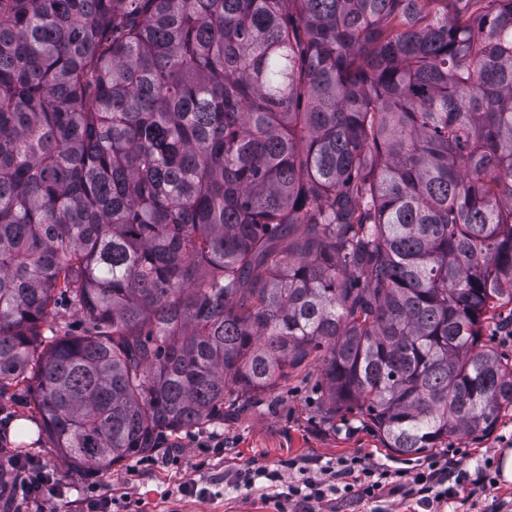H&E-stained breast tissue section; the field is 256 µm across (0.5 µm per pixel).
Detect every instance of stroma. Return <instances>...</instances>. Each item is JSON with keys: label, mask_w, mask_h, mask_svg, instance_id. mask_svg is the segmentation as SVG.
I'll list each match as a JSON object with an SVG mask.
<instances>
[{"label": "stroma", "mask_w": 512, "mask_h": 512, "mask_svg": "<svg viewBox=\"0 0 512 512\" xmlns=\"http://www.w3.org/2000/svg\"><path fill=\"white\" fill-rule=\"evenodd\" d=\"M44 432H35L21 449L46 463L67 488V499L43 502V512H86L85 499L96 492L117 502L138 501L139 512H273L272 495L317 478L328 486L322 502L294 499L291 512H512V483L499 478V453L512 448V411L496 429L466 442L445 440L442 447L401 456L384 448L369 419L359 411L329 415L323 400L322 360L310 357L288 380L262 393L244 408L225 407L224 417L206 429L172 435L149 454L132 457L108 470L79 467L49 455ZM388 470L392 481L415 474L435 461L448 464L449 478L465 473L467 498L425 508L399 494L382 502L361 499L349 486L335 488L333 473L341 459ZM276 471L281 481L259 479L255 486L235 485L237 471ZM494 487L477 484L479 475ZM194 483L207 491L199 499L183 494Z\"/></svg>", "instance_id": "35a3bbf8"}]
</instances>
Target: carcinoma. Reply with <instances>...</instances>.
<instances>
[{"label": "carcinoma", "mask_w": 512, "mask_h": 512, "mask_svg": "<svg viewBox=\"0 0 512 512\" xmlns=\"http://www.w3.org/2000/svg\"><path fill=\"white\" fill-rule=\"evenodd\" d=\"M504 315L512 0H0V393L56 453L107 470L318 351L395 452L486 435ZM85 325L81 314L76 308L60 302L55 309V315L49 326H44L43 336H52L57 334L63 336L64 333L82 334Z\"/></svg>", "instance_id": "1"}]
</instances>
